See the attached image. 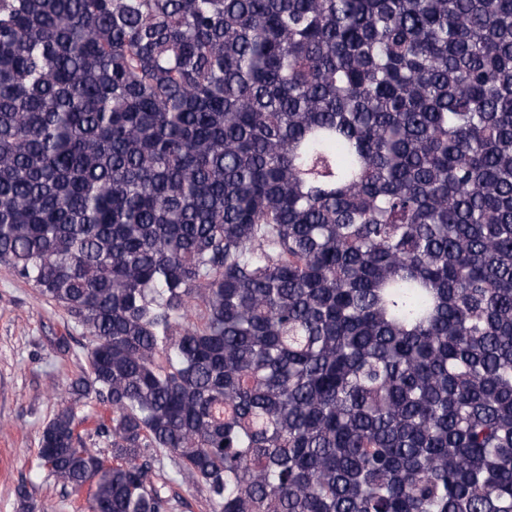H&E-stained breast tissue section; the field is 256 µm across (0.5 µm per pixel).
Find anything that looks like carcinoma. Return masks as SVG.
<instances>
[{"instance_id":"obj_1","label":"carcinoma","mask_w":512,"mask_h":512,"mask_svg":"<svg viewBox=\"0 0 512 512\" xmlns=\"http://www.w3.org/2000/svg\"><path fill=\"white\" fill-rule=\"evenodd\" d=\"M0 264L88 512H512V0H0ZM170 495L179 500L174 512H212L207 492L202 486L177 481L170 484Z\"/></svg>"}]
</instances>
